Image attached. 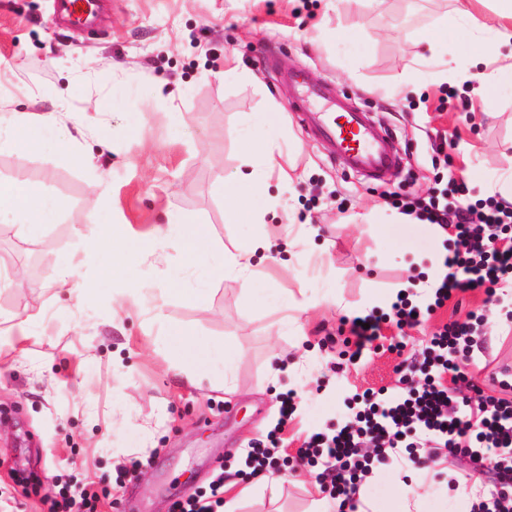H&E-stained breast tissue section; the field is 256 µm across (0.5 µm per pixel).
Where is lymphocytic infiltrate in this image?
<instances>
[{
  "mask_svg": "<svg viewBox=\"0 0 512 512\" xmlns=\"http://www.w3.org/2000/svg\"><path fill=\"white\" fill-rule=\"evenodd\" d=\"M397 207L421 223L453 230L443 242L441 272L429 285L434 306L458 290L481 289L491 297L498 285L512 284V202L496 194L469 202L463 180L452 173L444 188L398 200ZM422 316L421 308L401 295L387 317L368 314L351 322L353 358L372 350L383 321L412 328ZM472 334L468 322L444 327L413 364L414 381L405 393H363L361 409L333 434L310 436L300 457L330 475L337 512H358V483L376 465L420 466L436 448L486 461L494 479L485 486L478 512H512V398L484 395L462 372ZM445 375L451 386L442 384Z\"/></svg>",
  "mask_w": 512,
  "mask_h": 512,
  "instance_id": "lymphocytic-infiltrate-1",
  "label": "lymphocytic infiltrate"
}]
</instances>
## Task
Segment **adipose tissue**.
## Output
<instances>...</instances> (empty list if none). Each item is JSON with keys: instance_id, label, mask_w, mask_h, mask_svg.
Listing matches in <instances>:
<instances>
[{"instance_id": "adipose-tissue-1", "label": "adipose tissue", "mask_w": 512, "mask_h": 512, "mask_svg": "<svg viewBox=\"0 0 512 512\" xmlns=\"http://www.w3.org/2000/svg\"><path fill=\"white\" fill-rule=\"evenodd\" d=\"M492 16L474 27L472 38L483 55H499L501 48L512 47V0H492ZM13 127L34 130L37 137L50 146L63 150L70 143L62 139L59 120L53 112H15L10 116ZM253 140L252 148L243 157V168L238 171L231 190L224 195V221L228 224H260L268 212L266 193L270 177L283 184H293L290 172L278 168L275 155L280 151V124L276 110L255 115L247 124ZM61 203L54 197L39 194L18 182L0 180V223L16 224L28 229L34 224H51L56 220ZM146 248L170 247L182 258L180 274L171 279V287L182 286L183 272L192 270L206 277L233 276L243 288H253L259 272L254 264L257 251L269 249V239L239 243L234 249L216 250L209 242L205 226L191 223L179 214L168 215L144 238Z\"/></svg>"}]
</instances>
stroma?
Masks as SVG:
<instances>
[{"label": "stroma", "instance_id": "stroma-1", "mask_svg": "<svg viewBox=\"0 0 512 512\" xmlns=\"http://www.w3.org/2000/svg\"><path fill=\"white\" fill-rule=\"evenodd\" d=\"M456 5L348 0L335 12L324 0H103L88 34L60 22L55 0H0V126L16 110L53 111L63 135L76 139L58 152L19 133L16 150L0 154V180L63 204L57 222L32 235L0 223V270L26 279L0 291V315L34 317L16 339L23 358L0 373V498L12 512H49L50 486L62 475L102 493L99 512H171L215 475L245 483L242 449L273 429L282 495L274 501L257 487L238 512H308L314 492L330 491L298 463L310 433L343 424L354 395L397 391L400 369L433 333L472 317L481 320V347L462 369L500 396L496 376L512 368V309L483 292H454L420 326L384 325L380 349L357 362L338 333L346 309L386 313L385 296L414 272L399 252L437 264L441 239L393 208L390 193L423 194L448 171L476 169L486 181L469 184L476 201L512 176V88L489 99L469 86L468 31L449 35L439 66L417 38ZM352 25L366 39L335 37L336 27ZM283 67L302 69L380 119L396 141L399 175L368 181L339 166L292 114ZM274 104L282 113L278 161L293 171L294 186L264 223H225L221 187L248 148L245 116ZM172 213L205 225L218 249L275 241L255 290L227 277L202 285L189 274L184 291H167L179 254H144L139 241ZM107 225L112 246L84 268L91 294L78 302L47 288L48 273L82 259ZM287 236L299 241L289 251L277 246ZM99 267L133 268L149 287L136 294L119 276L94 279ZM283 292L320 306L282 324L272 299ZM156 306L165 324L149 322ZM170 325L193 329L215 352L230 350L232 375L212 364L194 388L169 371L156 342ZM397 341L399 354L388 349ZM281 361L297 369L273 378ZM291 390L297 410L281 426L278 396ZM137 456L149 466L116 487L119 465ZM480 466L466 455L428 468L380 466L362 489L384 512L404 490L420 495V512H472L474 499L449 494L448 485Z\"/></svg>", "mask_w": 512, "mask_h": 512}]
</instances>
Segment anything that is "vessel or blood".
Instances as JSON below:
<instances>
[{
  "label": "vessel or blood",
  "mask_w": 512,
  "mask_h": 512,
  "mask_svg": "<svg viewBox=\"0 0 512 512\" xmlns=\"http://www.w3.org/2000/svg\"><path fill=\"white\" fill-rule=\"evenodd\" d=\"M288 83L294 90L293 109L298 121L317 127L345 170L380 180L398 167L392 134L377 132L368 113L339 103L330 86L302 74H289Z\"/></svg>",
  "instance_id": "obj_1"
}]
</instances>
